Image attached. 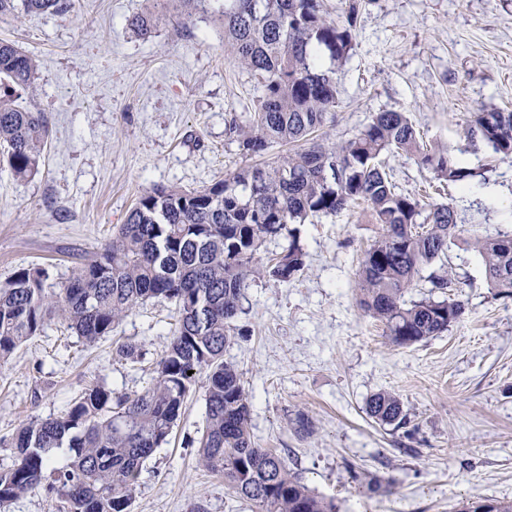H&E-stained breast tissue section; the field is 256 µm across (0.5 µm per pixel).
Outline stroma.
I'll return each mask as SVG.
<instances>
[{
	"label": "stroma",
	"mask_w": 512,
	"mask_h": 512,
	"mask_svg": "<svg viewBox=\"0 0 512 512\" xmlns=\"http://www.w3.org/2000/svg\"><path fill=\"white\" fill-rule=\"evenodd\" d=\"M215 9L205 0L187 22L175 0H74L66 15H0V41L37 62L19 103L43 113L49 130L37 176L19 179L0 166V283L43 265L47 289L57 288L143 192L198 189L255 163L228 140L225 121L254 111L259 89L225 51ZM158 10L167 19L149 35L130 27ZM481 108L512 109V0H368L320 136L337 143L374 113L403 112L424 140L484 169L470 188L445 183L430 197L459 216L445 264L466 311L439 336L393 344L358 303L356 273L377 232L359 206L302 226L304 269L285 284L251 282L242 333L224 350L252 395L255 445L279 449L341 512L512 501V298L488 287L471 244L512 232V159L486 167L488 147L467 139L470 114ZM174 323L173 306L156 300L91 345L59 319L23 344L0 364V463L10 462L22 423L63 415L89 385L130 394L147 387ZM127 342L138 345L137 362L116 356ZM205 389L198 377L169 444L145 463L133 512H190L198 501L208 512H251L188 445L203 427ZM382 390L402 401L405 425L367 415V399ZM300 413L311 434L296 432Z\"/></svg>",
	"instance_id": "35a3bbf8"
}]
</instances>
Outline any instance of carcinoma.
<instances>
[{"instance_id": "obj_1", "label": "carcinoma", "mask_w": 512, "mask_h": 512, "mask_svg": "<svg viewBox=\"0 0 512 512\" xmlns=\"http://www.w3.org/2000/svg\"><path fill=\"white\" fill-rule=\"evenodd\" d=\"M364 0H345L331 16L323 0H221L217 13L224 46L261 90L256 111L228 121L227 132L251 155L278 144L296 150L242 168L200 189L154 188L143 193L126 222L71 276L51 291L44 267H22L0 284V363L44 332L58 316L93 344L130 311L150 300L174 305L177 323L155 376L142 392L87 389L58 418L31 420L12 438L14 461L0 467V510L38 489L61 498L66 512H130L144 463L167 443L195 382L205 370V424L189 441L198 462L224 475V484L255 512H339L334 500L312 491L283 456L258 448L250 433L252 396L224 349L244 312L245 290L256 276L290 282L306 265L300 226L364 204L378 236L365 250L356 288L359 304L383 324L392 343L410 346L448 330L464 303L448 293L449 271L428 276V297L406 294L421 272L447 255L459 236L447 204L402 191L384 158L404 154L435 178L468 186L477 172L448 150L421 141L402 112H378L351 138L325 145L316 139L336 104V74L356 43ZM28 13L66 15L73 0H22ZM150 13L130 26L151 33ZM329 65H324V60ZM34 58L0 41V163L18 178L40 172L47 137L42 113L16 104L31 87ZM467 138L486 144L489 162L512 158V112H476ZM287 245L263 265L272 239ZM496 294L512 298V234L474 239ZM193 374H188V371ZM367 414L383 424H406L402 403L388 391L373 394ZM71 454L55 465V450Z\"/></svg>"}]
</instances>
